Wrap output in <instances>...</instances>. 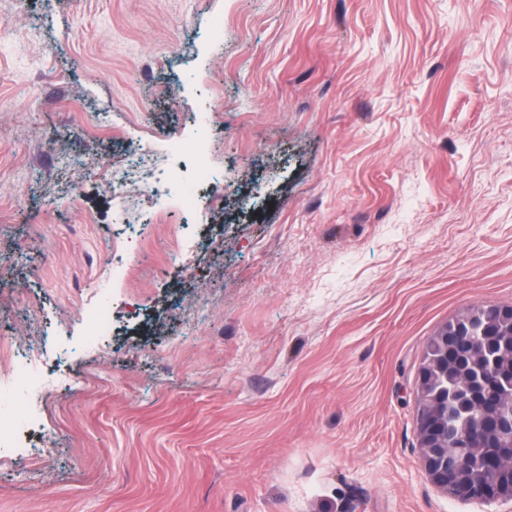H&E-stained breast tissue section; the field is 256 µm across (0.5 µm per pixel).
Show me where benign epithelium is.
Masks as SVG:
<instances>
[{
  "label": "benign epithelium",
  "mask_w": 512,
  "mask_h": 512,
  "mask_svg": "<svg viewBox=\"0 0 512 512\" xmlns=\"http://www.w3.org/2000/svg\"><path fill=\"white\" fill-rule=\"evenodd\" d=\"M484 318L491 333L468 335L471 320L462 316L443 327L427 345L419 367L415 397L417 433L422 465L433 484L450 497L479 502L512 501V404L504 403L501 387L512 377V306L490 307ZM466 344L468 354L456 355ZM486 360L491 376H476L471 367ZM462 381L482 406L473 430L454 424L455 392L441 381ZM501 459L495 476L486 480L469 465L474 451Z\"/></svg>",
  "instance_id": "1"
}]
</instances>
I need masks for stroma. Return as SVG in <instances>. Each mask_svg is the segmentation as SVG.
Returning a JSON list of instances; mask_svg holds the SVG:
<instances>
[{
	"label": "stroma",
	"mask_w": 512,
	"mask_h": 512,
	"mask_svg": "<svg viewBox=\"0 0 512 512\" xmlns=\"http://www.w3.org/2000/svg\"><path fill=\"white\" fill-rule=\"evenodd\" d=\"M206 121L195 209L118 202L127 143L189 169ZM0 208V337L76 381L0 512H512L434 486L415 398L438 329L512 305V0H0ZM212 126L210 122L205 123V125H201L198 128V140L195 144V174L197 183L204 187L205 185H210L212 180V171L209 168V163L202 153V145L203 143L213 135V131L211 130Z\"/></svg>",
	"instance_id": "obj_1"
}]
</instances>
